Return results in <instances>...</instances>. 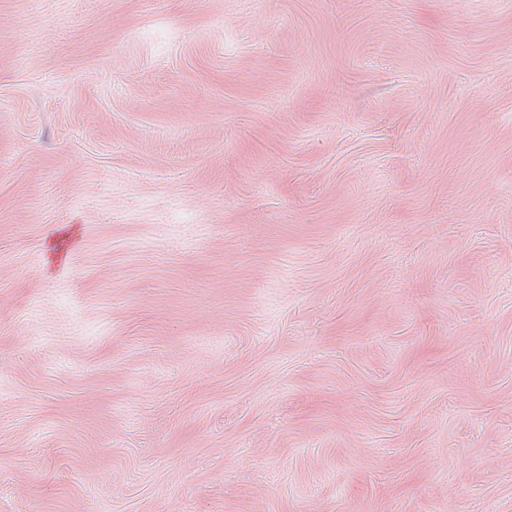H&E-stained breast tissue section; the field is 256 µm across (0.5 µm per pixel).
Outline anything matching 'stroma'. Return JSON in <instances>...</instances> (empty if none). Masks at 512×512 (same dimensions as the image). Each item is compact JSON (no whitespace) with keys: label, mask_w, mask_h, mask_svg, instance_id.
<instances>
[{"label":"stroma","mask_w":512,"mask_h":512,"mask_svg":"<svg viewBox=\"0 0 512 512\" xmlns=\"http://www.w3.org/2000/svg\"><path fill=\"white\" fill-rule=\"evenodd\" d=\"M0 512H512V0H0Z\"/></svg>","instance_id":"35a3bbf8"}]
</instances>
